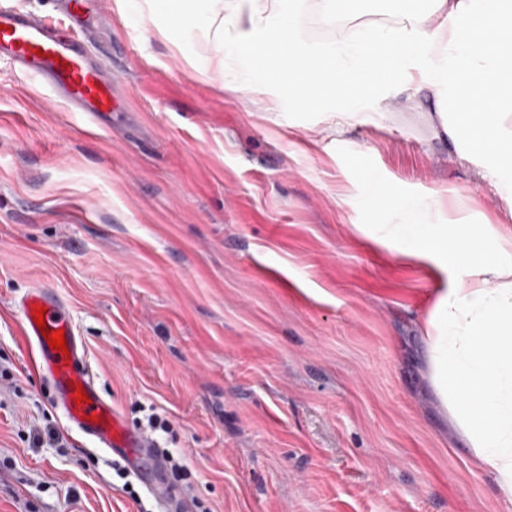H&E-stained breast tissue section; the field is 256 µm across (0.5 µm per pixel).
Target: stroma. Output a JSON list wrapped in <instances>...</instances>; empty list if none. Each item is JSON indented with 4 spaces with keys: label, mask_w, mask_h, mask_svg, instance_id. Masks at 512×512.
<instances>
[{
    "label": "stroma",
    "mask_w": 512,
    "mask_h": 512,
    "mask_svg": "<svg viewBox=\"0 0 512 512\" xmlns=\"http://www.w3.org/2000/svg\"><path fill=\"white\" fill-rule=\"evenodd\" d=\"M112 53L126 109L93 121L0 60V512H158L68 430L25 366L16 299H65L103 391L131 424L170 423L174 480L208 512H512L425 379L419 324L440 276L358 232L342 204L369 168L395 193L456 189L471 224L512 229L473 165L407 93L335 129L231 92L171 56L161 19L115 0H17ZM404 19L297 18L323 46Z\"/></svg>",
    "instance_id": "1"
}]
</instances>
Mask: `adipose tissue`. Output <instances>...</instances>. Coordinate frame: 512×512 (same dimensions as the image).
<instances>
[{"label": "adipose tissue", "instance_id": "obj_1", "mask_svg": "<svg viewBox=\"0 0 512 512\" xmlns=\"http://www.w3.org/2000/svg\"><path fill=\"white\" fill-rule=\"evenodd\" d=\"M138 2L176 31L173 55L197 43L229 89L273 88L274 110L287 93L337 126L364 125L386 89L417 84L435 104V137L512 211V0H406V24L318 49L299 36L302 0L271 12L241 0L231 16L224 0H115L122 13ZM355 199L379 211L365 235L447 276L422 325L428 378L478 468L512 503V236L491 240L486 225L465 222L464 196L397 197L374 172L340 197Z\"/></svg>", "mask_w": 512, "mask_h": 512}]
</instances>
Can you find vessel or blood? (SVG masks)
<instances>
[{
	"label": "vessel or blood",
	"instance_id": "1",
	"mask_svg": "<svg viewBox=\"0 0 512 512\" xmlns=\"http://www.w3.org/2000/svg\"><path fill=\"white\" fill-rule=\"evenodd\" d=\"M2 55L32 76L51 81L72 111L96 116L123 109L108 57L89 62L81 42L58 31L52 17L24 14L12 0H0ZM17 307L30 366L51 384L54 403L70 427L136 470L146 490L162 505L175 504L176 496L164 477L165 464L150 437L130 426L121 411L102 395L67 303L54 289L34 285L19 297ZM39 307L46 310L44 320L49 330L64 332L67 353L53 351L44 339L32 316L33 309ZM77 385L85 390L87 404L75 403L73 388Z\"/></svg>",
	"mask_w": 512,
	"mask_h": 512
}]
</instances>
